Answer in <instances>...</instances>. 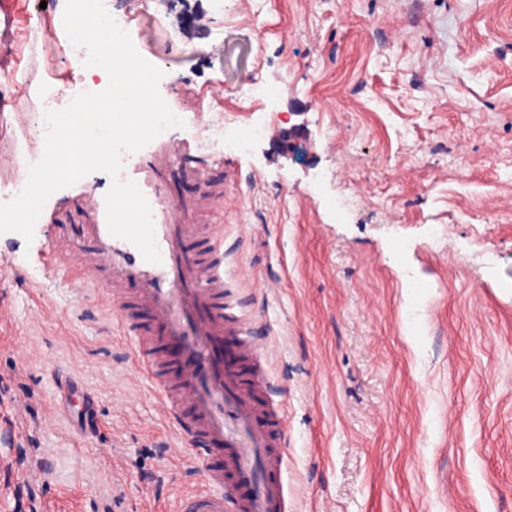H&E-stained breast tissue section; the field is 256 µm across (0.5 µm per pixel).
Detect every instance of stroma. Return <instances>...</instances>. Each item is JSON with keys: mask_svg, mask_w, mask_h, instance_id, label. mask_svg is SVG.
I'll use <instances>...</instances> for the list:
<instances>
[{"mask_svg": "<svg viewBox=\"0 0 512 512\" xmlns=\"http://www.w3.org/2000/svg\"><path fill=\"white\" fill-rule=\"evenodd\" d=\"M63 0H0V100L81 85ZM170 134L223 160L224 297L269 345L288 512H512V0H112ZM272 97L242 101L250 83ZM215 92L207 113L186 88ZM252 124L243 152L202 146ZM297 129L294 151L284 140ZM44 143L0 127V191ZM353 196L338 208L342 196ZM0 234V512H172L202 488L128 337ZM446 227L429 246V225ZM484 251L491 264L477 259ZM58 414L49 431L40 422ZM49 470L22 483L31 458Z\"/></svg>", "mask_w": 512, "mask_h": 512, "instance_id": "stroma-1", "label": "stroma"}]
</instances>
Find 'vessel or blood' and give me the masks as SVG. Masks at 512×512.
<instances>
[{
	"label": "vessel or blood",
	"mask_w": 512,
	"mask_h": 512,
	"mask_svg": "<svg viewBox=\"0 0 512 512\" xmlns=\"http://www.w3.org/2000/svg\"><path fill=\"white\" fill-rule=\"evenodd\" d=\"M122 179L135 181L153 215L161 261L110 234L104 195L78 185L88 208L79 227H52L49 256L57 273L79 288H93L134 340L137 363L152 379L163 415L193 448L204 489L179 497L174 512H286L282 474L288 439L286 413L258 405L266 375L255 363L258 347L241 338L239 350H223L234 316L224 302V243L204 231L195 214L211 211L213 198L169 196L172 179L212 185L211 170L194 166L180 142L157 138L125 154ZM181 346L178 359L168 342ZM244 486L229 500L226 479Z\"/></svg>",
	"instance_id": "1"
}]
</instances>
